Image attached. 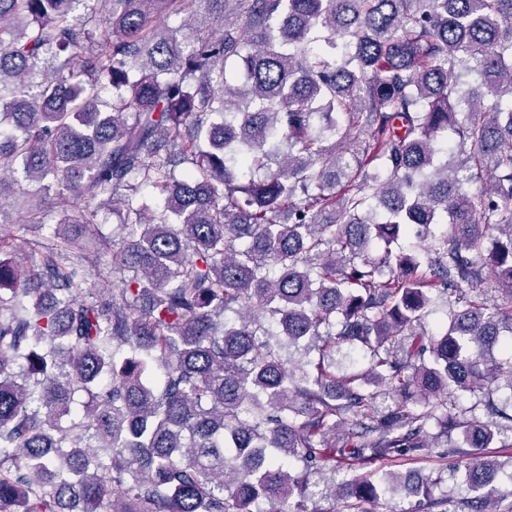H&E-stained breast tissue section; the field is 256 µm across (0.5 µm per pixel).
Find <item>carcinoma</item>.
I'll return each instance as SVG.
<instances>
[{"label":"carcinoma","instance_id":"obj_1","mask_svg":"<svg viewBox=\"0 0 512 512\" xmlns=\"http://www.w3.org/2000/svg\"><path fill=\"white\" fill-rule=\"evenodd\" d=\"M8 222L46 252L0 234V512H310L345 460L512 447L450 412L512 392V0H0ZM109 262V255H102L96 267L86 264L80 271L81 279L86 282L84 286L105 289L111 288L112 275L107 274Z\"/></svg>","mask_w":512,"mask_h":512}]
</instances>
